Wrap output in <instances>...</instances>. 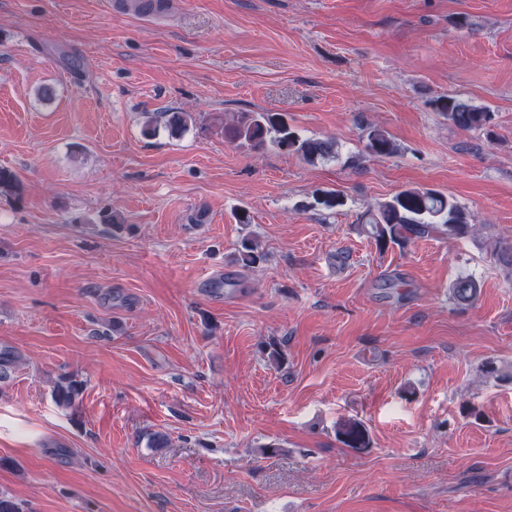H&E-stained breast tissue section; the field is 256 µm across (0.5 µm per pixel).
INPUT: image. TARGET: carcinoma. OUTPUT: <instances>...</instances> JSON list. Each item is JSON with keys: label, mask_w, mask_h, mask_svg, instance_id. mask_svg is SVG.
<instances>
[{"label": "carcinoma", "mask_w": 512, "mask_h": 512, "mask_svg": "<svg viewBox=\"0 0 512 512\" xmlns=\"http://www.w3.org/2000/svg\"><path fill=\"white\" fill-rule=\"evenodd\" d=\"M430 107L441 114L452 125L467 131H488L494 119V112L488 107L476 105L458 95L448 94L429 101ZM191 121L187 112L171 108L156 112L146 124L145 132L155 130L161 123L173 136L185 131ZM224 134L232 140H242L253 149H260L271 142L282 149L297 153L306 163L339 156L338 144L315 138H300L288 127L278 113L247 112L234 124L224 128ZM398 150L396 143L383 128L368 125L364 135V153L368 156H391ZM316 204L327 210L344 203L339 191H324L315 199ZM470 215L454 199L430 189H406L378 205L377 209L362 217L363 230L374 238L382 248L391 245L404 246L417 238L431 235L461 237L472 225ZM265 258L264 252L249 240L242 242L239 261L245 267H253ZM478 283L471 277H459L452 283L451 294L459 304L473 302L478 294ZM15 350L0 348V382L10 378L17 366ZM82 383L66 377L54 390L55 401L65 407L73 405ZM337 433L349 448L367 446V435L362 424L356 420H345L338 426Z\"/></svg>", "instance_id": "obj_1"}]
</instances>
